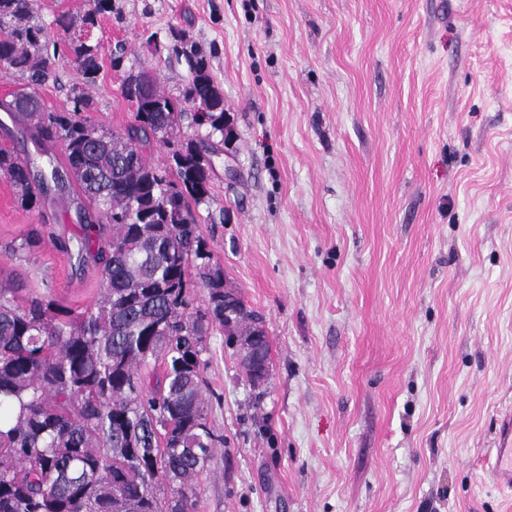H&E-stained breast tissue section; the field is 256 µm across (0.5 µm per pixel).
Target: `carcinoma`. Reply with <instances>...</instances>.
I'll use <instances>...</instances> for the list:
<instances>
[{
  "label": "carcinoma",
  "mask_w": 512,
  "mask_h": 512,
  "mask_svg": "<svg viewBox=\"0 0 512 512\" xmlns=\"http://www.w3.org/2000/svg\"><path fill=\"white\" fill-rule=\"evenodd\" d=\"M110 3L58 16L62 37L53 42L33 0L0 8V74L23 82L0 108L45 156L0 148V176L25 210L53 194L79 219L96 212L98 233L80 241L77 262L100 265L102 286L94 307L74 316L51 300L21 303L11 282H0V512H193L194 479L216 440L203 354L210 326L224 325V272L196 219L210 200L209 157L188 137L169 167L148 161L149 132L174 131L184 113L146 71L148 94L123 88L137 121L123 132L89 121L93 103L80 87L61 111L47 110L39 94L66 53L84 83L95 82L94 47L74 35ZM185 101L207 105L193 125L224 135V93L202 59ZM194 270L207 289L195 312ZM151 362L162 369L153 383L142 373Z\"/></svg>",
  "instance_id": "1"
}]
</instances>
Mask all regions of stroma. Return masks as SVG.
I'll list each match as a JSON object with an SVG mask.
<instances>
[{
  "label": "stroma",
  "mask_w": 512,
  "mask_h": 512,
  "mask_svg": "<svg viewBox=\"0 0 512 512\" xmlns=\"http://www.w3.org/2000/svg\"><path fill=\"white\" fill-rule=\"evenodd\" d=\"M93 123L123 131L150 72L183 103L203 57L229 133L212 141L199 234L259 313L270 378L207 338L218 440L195 512H512L486 460L512 424V0H111ZM59 60L41 90L68 107ZM49 234L18 246L32 226ZM0 178V280L80 312L100 296Z\"/></svg>",
  "instance_id": "stroma-1"
}]
</instances>
